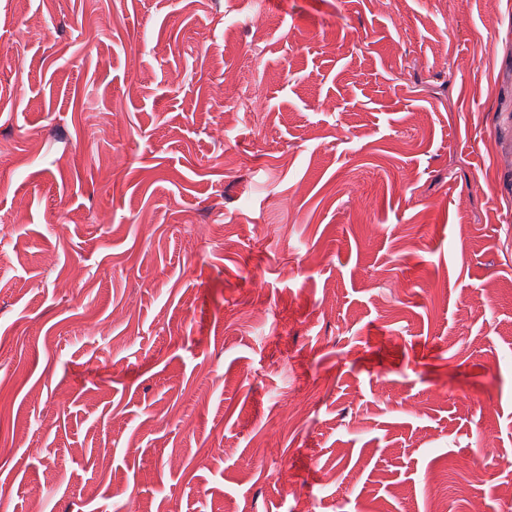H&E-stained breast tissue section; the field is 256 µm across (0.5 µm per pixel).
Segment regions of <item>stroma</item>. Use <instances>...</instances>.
<instances>
[{"mask_svg":"<svg viewBox=\"0 0 512 512\" xmlns=\"http://www.w3.org/2000/svg\"><path fill=\"white\" fill-rule=\"evenodd\" d=\"M0 243L9 512H512V0H0Z\"/></svg>","mask_w":512,"mask_h":512,"instance_id":"stroma-1","label":"stroma"}]
</instances>
